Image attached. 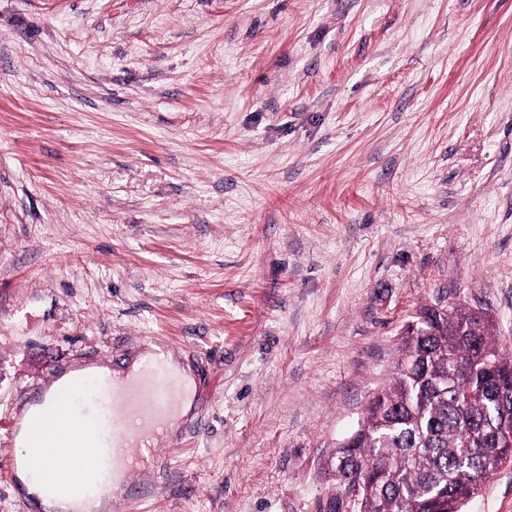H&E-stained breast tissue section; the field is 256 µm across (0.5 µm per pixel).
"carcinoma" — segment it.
Wrapping results in <instances>:
<instances>
[{
  "mask_svg": "<svg viewBox=\"0 0 512 512\" xmlns=\"http://www.w3.org/2000/svg\"><path fill=\"white\" fill-rule=\"evenodd\" d=\"M407 337L396 375L338 447L326 512H462L470 490L512 461V356L487 319L442 307Z\"/></svg>",
  "mask_w": 512,
  "mask_h": 512,
  "instance_id": "carcinoma-1",
  "label": "carcinoma"
}]
</instances>
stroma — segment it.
I'll use <instances>...</instances> for the list:
<instances>
[{
  "label": "stroma",
  "mask_w": 512,
  "mask_h": 512,
  "mask_svg": "<svg viewBox=\"0 0 512 512\" xmlns=\"http://www.w3.org/2000/svg\"><path fill=\"white\" fill-rule=\"evenodd\" d=\"M446 303L512 353V0H0V452L152 343L195 413L112 512H320ZM147 353L142 356H137L128 362L123 368L117 370H112L108 365H90L73 367L64 371L52 388L45 394L43 400L40 398L37 402L30 405L29 414L42 412L45 407V403L50 398H53L54 400L57 399L59 395L68 390L73 384L80 381L98 378L109 379L116 387L126 385L139 375L144 356Z\"/></svg>",
  "instance_id": "1"
}]
</instances>
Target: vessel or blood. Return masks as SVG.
I'll use <instances>...</instances> for the list:
<instances>
[{
    "label": "vessel or blood",
    "instance_id": "1",
    "mask_svg": "<svg viewBox=\"0 0 512 512\" xmlns=\"http://www.w3.org/2000/svg\"><path fill=\"white\" fill-rule=\"evenodd\" d=\"M144 372L145 382L124 395H116L103 382L89 400L76 394L42 414L20 416L19 425L38 443L27 460L30 468L42 472L56 448L71 444L81 466L51 479L55 491L80 497L100 486L113 470L131 474L141 463V452L163 435L181 394L159 360L147 359Z\"/></svg>",
    "mask_w": 512,
    "mask_h": 512
}]
</instances>
